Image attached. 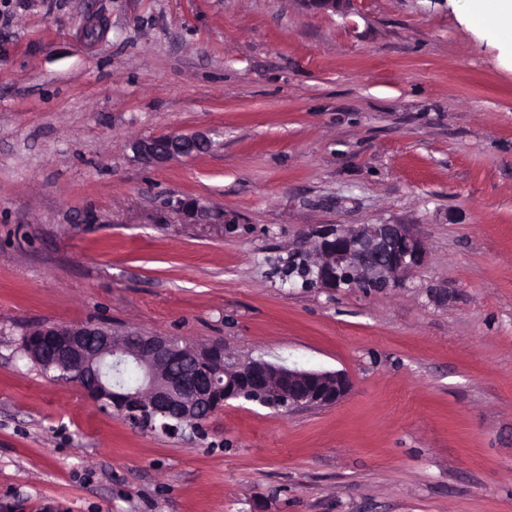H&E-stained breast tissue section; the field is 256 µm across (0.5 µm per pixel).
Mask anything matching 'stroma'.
Masks as SVG:
<instances>
[{"label":"stroma","instance_id":"35a3bbf8","mask_svg":"<svg viewBox=\"0 0 512 512\" xmlns=\"http://www.w3.org/2000/svg\"><path fill=\"white\" fill-rule=\"evenodd\" d=\"M197 131L212 151L132 149ZM386 223L424 246L399 286L284 278L329 226ZM91 319L352 387L141 431L20 348ZM0 512H512L493 34L456 0H0ZM213 142L206 134H170L136 141L133 151L145 164L164 163L176 157H193L211 150Z\"/></svg>","mask_w":512,"mask_h":512}]
</instances>
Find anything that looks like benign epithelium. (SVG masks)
Wrapping results in <instances>:
<instances>
[{"label": "benign epithelium", "instance_id": "benign-epithelium-1", "mask_svg": "<svg viewBox=\"0 0 512 512\" xmlns=\"http://www.w3.org/2000/svg\"><path fill=\"white\" fill-rule=\"evenodd\" d=\"M311 8L342 12L352 0H301ZM206 134L153 136L133 144L136 157L146 164L164 163L176 157H193L211 150ZM171 208L187 212L204 224L206 208L176 201ZM319 247L326 254L317 266L312 283L320 288H367L385 290L423 261L420 240L406 224L338 225L321 233ZM188 365L209 352H190L175 341L149 336L136 330L117 332L94 323L49 324L37 329L27 357L45 370L59 372L58 378L75 382L100 399L109 385L128 368L139 372L136 385L117 399L113 408L133 427L160 428L173 435L192 421L212 413L218 394L224 400L238 399L242 386L257 391L274 390L286 406L331 405L340 402L351 387L342 371L299 369L264 360L224 364L204 374L171 369L173 354Z\"/></svg>", "mask_w": 512, "mask_h": 512}]
</instances>
